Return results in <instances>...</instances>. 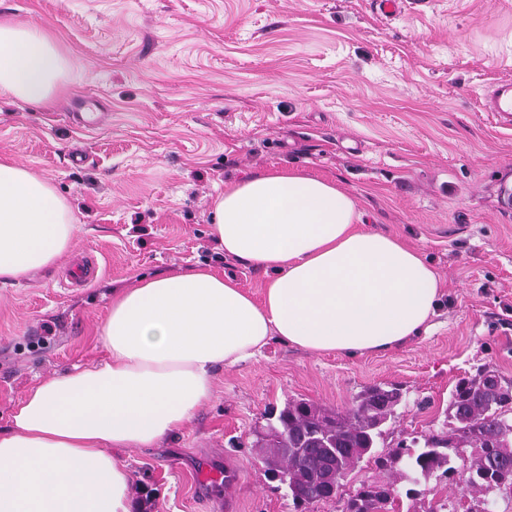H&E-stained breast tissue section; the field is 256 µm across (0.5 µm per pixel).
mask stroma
<instances>
[{"label": "stroma", "mask_w": 512, "mask_h": 512, "mask_svg": "<svg viewBox=\"0 0 512 512\" xmlns=\"http://www.w3.org/2000/svg\"><path fill=\"white\" fill-rule=\"evenodd\" d=\"M66 57L49 105L0 95V157L48 178L78 219L67 261L0 286V429L39 378L103 351L112 290L208 266L260 293L264 271L209 234L226 181L275 167L336 181L370 227L442 274L434 317L359 356L271 340L217 375L212 397L159 447L126 453L139 512L297 510L252 442L291 399L348 410L366 386L405 400L379 450L441 428L458 379L512 382V125L483 108L512 80V0H0ZM94 257L99 276L70 286ZM221 464L234 482L200 475Z\"/></svg>", "instance_id": "35a3bbf8"}]
</instances>
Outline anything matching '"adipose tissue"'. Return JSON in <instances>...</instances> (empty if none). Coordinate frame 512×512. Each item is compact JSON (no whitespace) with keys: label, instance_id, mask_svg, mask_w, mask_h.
<instances>
[{"label":"adipose tissue","instance_id":"1","mask_svg":"<svg viewBox=\"0 0 512 512\" xmlns=\"http://www.w3.org/2000/svg\"><path fill=\"white\" fill-rule=\"evenodd\" d=\"M65 75L47 32L0 21V94L46 102ZM211 212L225 257L268 273L262 295L211 268L114 289L104 357L39 380L0 430V512H134L119 451L185 427L218 369L256 358L274 338L311 353L386 350L417 335L439 304L438 269L364 227L334 181L286 168L249 174L226 183ZM76 231L50 180L0 158V285L60 263Z\"/></svg>","mask_w":512,"mask_h":512}]
</instances>
